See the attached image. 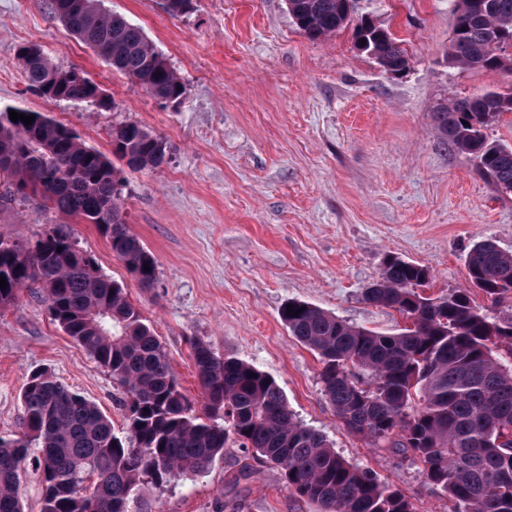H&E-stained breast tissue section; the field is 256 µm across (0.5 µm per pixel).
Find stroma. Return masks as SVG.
Here are the masks:
<instances>
[{
    "mask_svg": "<svg viewBox=\"0 0 512 512\" xmlns=\"http://www.w3.org/2000/svg\"><path fill=\"white\" fill-rule=\"evenodd\" d=\"M164 4L101 0L141 26L183 79L186 94L175 106L100 61L49 0H0V109L45 113L107 154L118 120L166 140V164L124 173L128 224L156 261L153 288H140L94 225L33 198L7 197L1 185L0 236L35 240L48 225L69 224L79 247L124 285L149 321L193 406L202 394L192 352L203 342L271 374L298 420L322 432L345 460L400 490L415 512H452L418 461L347 431L321 390L318 356L289 335L280 311L304 301L396 334L402 317L362 299L386 256L426 266L430 292L439 295L468 287L465 256L476 241L512 251V194L483 179L436 122L455 99L512 88V72L449 63L451 0H355L354 18H370L401 40L409 66L396 75L355 50L352 27L308 40L285 0H196L180 17ZM28 44L63 69L85 71L113 108L86 110L28 91L17 56ZM39 368L123 428L121 387L51 319L40 288L31 287L0 311V437L20 433V395ZM245 465L251 478L236 482ZM130 510L317 507L288 490L280 468L231 438L205 474L144 480Z\"/></svg>",
    "mask_w": 512,
    "mask_h": 512,
    "instance_id": "stroma-1",
    "label": "stroma"
}]
</instances>
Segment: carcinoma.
I'll use <instances>...</instances> for the list:
<instances>
[{
	"label": "carcinoma",
	"mask_w": 512,
	"mask_h": 512,
	"mask_svg": "<svg viewBox=\"0 0 512 512\" xmlns=\"http://www.w3.org/2000/svg\"><path fill=\"white\" fill-rule=\"evenodd\" d=\"M451 62L469 69L512 71V0H453ZM288 13L309 39L349 24L346 0H287ZM63 25L113 70L157 101L178 103L181 77L124 15L100 0H51ZM355 48L387 72L407 68L408 57L389 29L370 20L355 27ZM27 88L48 99L107 109L111 99L78 69L59 68L36 45L18 49ZM30 125L0 110V180L9 192L32 195L61 213L92 224L112 254L145 289L156 262L125 219L130 170L167 163V142L130 122L112 124V156L86 145L70 127L28 109ZM512 114V88L451 102L438 113L440 129L499 191L512 192V146L486 130ZM150 270H144V266ZM471 287L491 306L476 305L468 290L436 298L421 293L428 268L390 255L379 279L363 292L369 304L389 308L420 329L386 336L350 324L311 304L281 309L289 332L320 357L323 394L349 432L390 442L412 455L427 480L443 490L455 512H512V312L496 311L512 298V251L493 240L466 256ZM0 309L20 289L42 288L53 321L124 390L125 428L48 369L31 372L21 395V433L0 437V512H24L22 467L41 476L40 512H129L139 483L205 473L224 455L229 436L284 471L288 489L320 512H414L411 501L372 471L341 457L319 431L300 422L276 380L254 365L194 346L203 404L196 412L182 392L163 345L122 284L79 247L70 226L52 224L35 242L0 237Z\"/></svg>",
	"instance_id": "carcinoma-1"
}]
</instances>
